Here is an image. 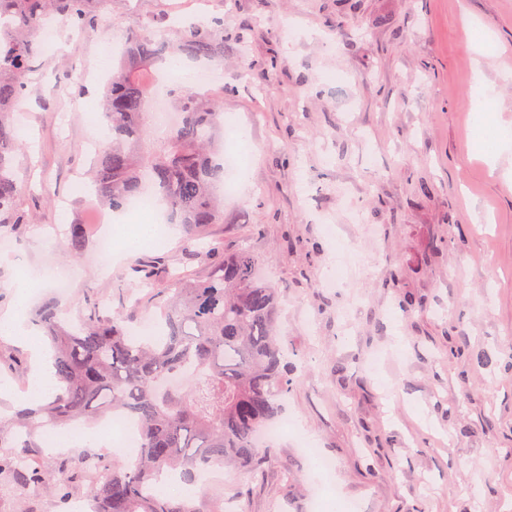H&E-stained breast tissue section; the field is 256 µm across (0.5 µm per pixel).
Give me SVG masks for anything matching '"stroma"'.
<instances>
[{
  "mask_svg": "<svg viewBox=\"0 0 512 512\" xmlns=\"http://www.w3.org/2000/svg\"><path fill=\"white\" fill-rule=\"evenodd\" d=\"M175 13L229 34L223 59L192 65L217 70L211 90L244 133L245 177L206 239L258 255L292 365L264 471L218 469L201 495L225 512H313L322 492L359 512H512V0H112L84 33L54 23L18 103L37 221L10 235L0 315L27 265L70 272L66 298L49 285L31 303L58 301L72 321L88 294L152 313L169 288L129 284L127 259L102 269L87 171L102 59ZM66 65L77 84L43 95ZM77 221L78 258L63 246ZM30 362L0 335L16 396L30 380L13 366Z\"/></svg>",
  "mask_w": 512,
  "mask_h": 512,
  "instance_id": "35a3bbf8",
  "label": "stroma"
}]
</instances>
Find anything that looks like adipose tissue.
Listing matches in <instances>:
<instances>
[{
	"mask_svg": "<svg viewBox=\"0 0 512 512\" xmlns=\"http://www.w3.org/2000/svg\"><path fill=\"white\" fill-rule=\"evenodd\" d=\"M47 279L35 269L27 268L18 274L9 286L16 296V305L12 312L0 316V335L11 336L22 341L30 350L33 359L32 382L33 389L25 397L27 404L36 405L44 401L46 387L53 379L51 362L41 347L37 336L29 329L24 313L29 300L42 288Z\"/></svg>",
	"mask_w": 512,
	"mask_h": 512,
	"instance_id": "obj_1",
	"label": "adipose tissue"
}]
</instances>
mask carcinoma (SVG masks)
Instances as JSON below:
<instances>
[{"label":"carcinoma","mask_w":512,"mask_h":512,"mask_svg":"<svg viewBox=\"0 0 512 512\" xmlns=\"http://www.w3.org/2000/svg\"><path fill=\"white\" fill-rule=\"evenodd\" d=\"M109 0H0V229L16 230L32 221L21 204L17 156L27 152L16 133L15 109L30 75L40 68L39 37L58 16L83 33L96 27ZM175 44L151 23L127 33L118 71L103 94L102 121L109 140L97 151L93 185L99 203L117 213L151 195L169 224L182 225L189 246L212 224L224 223V105L182 87L168 89L177 121L160 139L149 134L152 68L168 53L189 60L224 57L219 23H175ZM86 225L70 228L69 248L80 257ZM213 244L195 251L206 272L190 278L174 274L172 295L160 301L164 338L147 343L130 333L135 308L112 310L87 299L88 314L67 325L47 304L36 321L55 350L56 392L47 401L0 424V476L37 495L62 502L86 485L95 512H224V504L204 496L165 497L146 492L159 474L194 484L229 462L261 472L266 456L255 437L278 420L288 391L287 354L276 336L280 296L257 275L259 260L241 247L217 259ZM168 261L153 256L136 262L133 277L148 284L169 274ZM178 376L181 383L174 382ZM116 414L136 423L135 457L119 461L85 451L54 458L42 430L70 427Z\"/></svg>","instance_id":"1"}]
</instances>
